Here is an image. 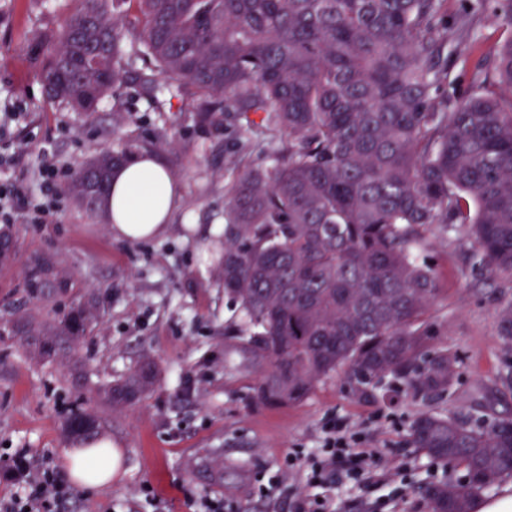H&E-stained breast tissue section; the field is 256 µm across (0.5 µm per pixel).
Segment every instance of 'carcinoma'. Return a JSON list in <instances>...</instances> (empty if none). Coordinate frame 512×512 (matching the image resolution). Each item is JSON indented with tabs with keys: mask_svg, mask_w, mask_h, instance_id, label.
Masks as SVG:
<instances>
[{
	"mask_svg": "<svg viewBox=\"0 0 512 512\" xmlns=\"http://www.w3.org/2000/svg\"><path fill=\"white\" fill-rule=\"evenodd\" d=\"M466 2L450 21L448 0H80L44 47L49 97L91 113L123 82L131 31L157 67L142 79L152 99L190 95L208 123L232 109L245 121L244 148L272 160L229 185L219 256L224 295L249 328L233 347L267 366L261 402L299 403L340 371L358 398L395 382L421 401L444 397L458 358L429 348L426 314L440 288L417 250L437 233L512 274V36L474 70L468 96L437 95L450 82L448 44L466 62L479 25L512 30V0ZM131 156L105 150L78 163L68 190L89 219ZM26 287L44 302L70 285L35 255ZM100 311L88 292L62 313L38 309L6 325L54 359L94 335ZM498 335L511 355L512 300ZM152 382L145 360L107 387V400L131 405ZM408 438L466 474L422 487L429 512H469L512 475L511 418L477 425L431 409Z\"/></svg>",
	"mask_w": 512,
	"mask_h": 512,
	"instance_id": "obj_1",
	"label": "carcinoma"
}]
</instances>
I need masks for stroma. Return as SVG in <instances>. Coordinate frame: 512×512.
<instances>
[{
  "label": "stroma",
  "mask_w": 512,
  "mask_h": 512,
  "mask_svg": "<svg viewBox=\"0 0 512 512\" xmlns=\"http://www.w3.org/2000/svg\"><path fill=\"white\" fill-rule=\"evenodd\" d=\"M75 6V0H0V110L19 115L0 137V150L16 154L0 181L34 195L44 159L57 162L65 185L80 161L136 144L176 176L180 204L164 234L140 242L115 240L106 219L90 221L66 193L45 223L9 225L15 250L11 263L0 266V319L31 312L24 284L35 254L52 258L70 283L51 308L66 310L91 289L104 315L93 339L63 359L38 357L25 337L0 336V498L16 490L14 449L63 464L87 448L66 426L89 412L98 419L97 435L117 446L119 469L108 487H76L71 512H148L140 494L145 485L167 512H196L209 497L224 499L235 512H288L285 499L269 492V480L282 474L290 489L308 492L302 473L287 468L288 455L320 448L324 424L334 417L399 465L406 512H428L423 483L460 471L411 447L408 428L429 407L424 402L402 393L359 399L340 374L297 405L257 399L261 370L228 342L241 320L204 247L224 242L225 191L233 177L228 161L239 156L244 165L264 167L269 160L258 152L241 155L235 112L207 124L189 97L150 102L139 80L143 63L133 56L125 59L124 83L95 112L50 101L36 47L62 31ZM420 257L437 270L441 288L427 315L432 345L460 358L454 389L432 407L487 425L512 417V389L497 381L504 358L499 309L512 299V275L472 267L463 246L437 236ZM146 357L156 367L153 386L135 405L112 409L97 385L127 376ZM386 475L381 466L368 485L338 484L340 512H370Z\"/></svg>",
  "instance_id": "35a3bbf8"
}]
</instances>
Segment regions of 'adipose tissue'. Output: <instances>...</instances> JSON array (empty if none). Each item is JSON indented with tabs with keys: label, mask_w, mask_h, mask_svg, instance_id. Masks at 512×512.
<instances>
[{
	"label": "adipose tissue",
	"mask_w": 512,
	"mask_h": 512,
	"mask_svg": "<svg viewBox=\"0 0 512 512\" xmlns=\"http://www.w3.org/2000/svg\"><path fill=\"white\" fill-rule=\"evenodd\" d=\"M177 197L174 175L155 155H134L113 172L111 192L103 201L111 236L139 242L161 235L168 229ZM97 445L107 449V456L83 452L66 461L73 481L88 489L109 484L117 468L111 439L101 438Z\"/></svg>",
	"instance_id": "adipose-tissue-1"
}]
</instances>
